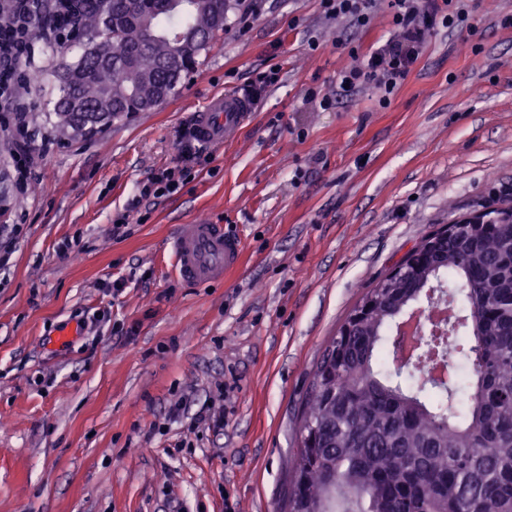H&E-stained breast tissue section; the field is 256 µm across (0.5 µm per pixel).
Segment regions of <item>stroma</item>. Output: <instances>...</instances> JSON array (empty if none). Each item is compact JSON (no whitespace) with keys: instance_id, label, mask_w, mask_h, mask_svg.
I'll use <instances>...</instances> for the list:
<instances>
[{"instance_id":"obj_1","label":"stroma","mask_w":512,"mask_h":512,"mask_svg":"<svg viewBox=\"0 0 512 512\" xmlns=\"http://www.w3.org/2000/svg\"><path fill=\"white\" fill-rule=\"evenodd\" d=\"M467 8L472 29L428 35L388 106L365 87L323 110L305 91H333L350 65L337 33L364 53L383 44L387 0L364 28L326 19L319 0H257L175 95L79 138L53 105L85 45L35 27L20 64L27 188L0 136V225L20 227L0 270V512H280L298 406L365 288L439 225L512 204V0ZM274 64L278 84L252 88ZM237 89L255 98L237 138L113 236L151 170L180 164L195 110ZM194 218L243 243L210 286L172 270L170 241ZM203 406L223 408V426L193 428Z\"/></svg>"}]
</instances>
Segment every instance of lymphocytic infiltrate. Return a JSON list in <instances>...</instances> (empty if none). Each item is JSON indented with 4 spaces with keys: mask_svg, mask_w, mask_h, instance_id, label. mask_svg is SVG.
Returning <instances> with one entry per match:
<instances>
[{
    "mask_svg": "<svg viewBox=\"0 0 512 512\" xmlns=\"http://www.w3.org/2000/svg\"><path fill=\"white\" fill-rule=\"evenodd\" d=\"M13 9L0 19V121L14 128L23 140L13 156L14 179L18 188H25L32 177V156L26 145L29 140L27 109L21 101L22 91L29 81L19 71L21 61L29 59L33 50L34 22L42 9L43 0H14ZM465 0H389L392 33L371 52L360 54L350 40L337 38L336 45L347 50L353 63L336 80L335 93L311 89L309 100L321 108L336 105L339 96L361 86L372 87L380 105H388L392 96L421 57L426 35L442 27L453 30L467 22L469 13ZM184 164L156 170L144 182L139 195L129 203L120 227H127L130 216L137 214L142 199L161 198L174 194L188 179L191 164L208 162L209 157L198 141L193 127L180 133Z\"/></svg>",
    "mask_w": 512,
    "mask_h": 512,
    "instance_id": "obj_1",
    "label": "lymphocytic infiltrate"
}]
</instances>
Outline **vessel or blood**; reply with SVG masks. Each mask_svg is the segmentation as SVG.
Instances as JSON below:
<instances>
[{
	"mask_svg": "<svg viewBox=\"0 0 512 512\" xmlns=\"http://www.w3.org/2000/svg\"><path fill=\"white\" fill-rule=\"evenodd\" d=\"M250 106L251 98L245 93L212 96L197 114V136L213 144L233 140ZM171 252L174 269L181 278L212 283L239 267L242 244L239 238L225 233L222 225L194 221L179 225L171 240Z\"/></svg>",
	"mask_w": 512,
	"mask_h": 512,
	"instance_id": "obj_1",
	"label": "vessel or blood"
}]
</instances>
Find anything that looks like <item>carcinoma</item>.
Wrapping results in <instances>:
<instances>
[{
	"instance_id": "carcinoma-1",
	"label": "carcinoma",
	"mask_w": 512,
	"mask_h": 512,
	"mask_svg": "<svg viewBox=\"0 0 512 512\" xmlns=\"http://www.w3.org/2000/svg\"><path fill=\"white\" fill-rule=\"evenodd\" d=\"M233 0H85L87 39L63 67L54 109L72 135L103 129L174 94L227 29ZM387 290L369 288L351 336H334L301 403L284 512H512V223L450 235ZM450 288L460 322L426 336L418 362L453 349L448 383L395 365V323Z\"/></svg>"
}]
</instances>
